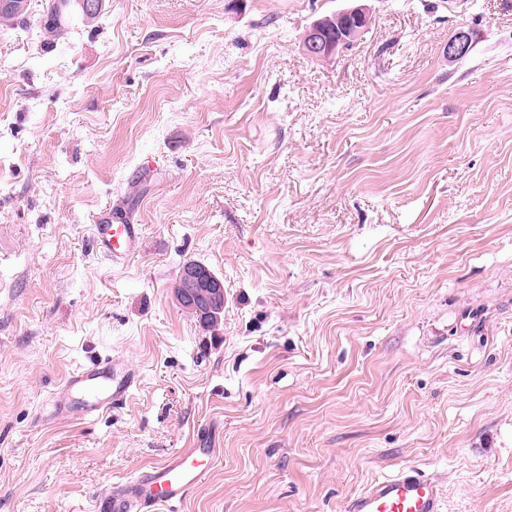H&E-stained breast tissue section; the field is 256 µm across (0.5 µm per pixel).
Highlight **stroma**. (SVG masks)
<instances>
[{
	"label": "stroma",
	"mask_w": 512,
	"mask_h": 512,
	"mask_svg": "<svg viewBox=\"0 0 512 512\" xmlns=\"http://www.w3.org/2000/svg\"><path fill=\"white\" fill-rule=\"evenodd\" d=\"M353 6L351 50L302 51ZM44 8L0 20V512H91L204 429L177 512H342L407 465L512 512V0H105L54 42ZM104 210L142 227L126 263ZM110 358L125 402L48 418ZM340 17H347L350 22L343 29L339 37L336 38L338 32H341L345 24L344 18L334 19V23L329 26L333 20L326 16L315 20L307 29L303 39V48L306 53L313 58H330L340 50L344 49V45L350 40L355 38L361 30L368 26L370 17L361 7L348 8L339 13ZM329 26V33H328ZM357 26H360L357 28ZM336 39V43L331 40ZM472 48L468 32L459 30L449 40L445 47L446 55L450 61H459L468 56ZM106 220L104 213L97 214L93 223L98 227L96 244L98 251L106 258L126 260L131 258L136 250L138 239L141 236L139 224H102ZM201 267L206 266L194 260L183 263L175 297L180 306L188 309L190 314L194 316L195 313L199 320L207 322L218 317L217 311L224 302V282Z\"/></svg>",
	"instance_id": "1"
}]
</instances>
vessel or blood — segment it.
<instances>
[{
	"label": "vessel or blood",
	"instance_id": "1",
	"mask_svg": "<svg viewBox=\"0 0 512 512\" xmlns=\"http://www.w3.org/2000/svg\"><path fill=\"white\" fill-rule=\"evenodd\" d=\"M96 244L106 258L126 260L136 250L141 236L137 224H110L97 214ZM139 382V374L122 360L111 359L71 376L50 400L53 417H92L123 403ZM217 450L206 441L175 451L127 482L110 487L101 495L95 512H171L208 475ZM345 512H444L438 486L417 467L405 466L395 474L371 481L348 498Z\"/></svg>",
	"mask_w": 512,
	"mask_h": 512
}]
</instances>
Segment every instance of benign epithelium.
<instances>
[{
  "instance_id": "1",
  "label": "benign epithelium",
  "mask_w": 512,
  "mask_h": 512,
  "mask_svg": "<svg viewBox=\"0 0 512 512\" xmlns=\"http://www.w3.org/2000/svg\"><path fill=\"white\" fill-rule=\"evenodd\" d=\"M340 16L349 19L336 41L327 37L328 26L332 19L328 16L315 20L307 29L303 39V48L313 58H330L351 39L355 38L361 29L368 26L370 17L361 7L348 8L340 12ZM472 48L468 32H456L445 47L450 61H459L470 53ZM175 297L180 306L195 313L196 317L207 322L217 317V311L224 302V282L208 270L185 265L181 268Z\"/></svg>"
}]
</instances>
